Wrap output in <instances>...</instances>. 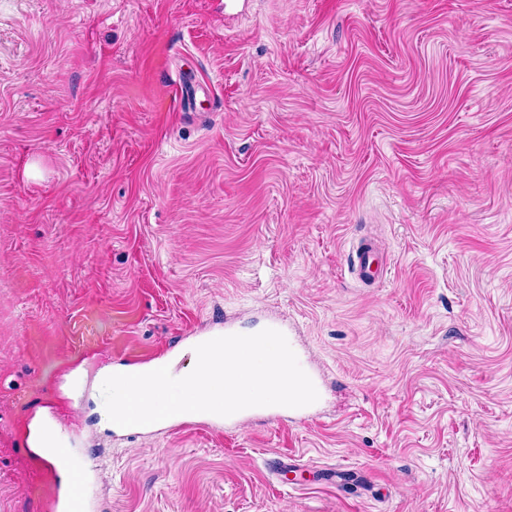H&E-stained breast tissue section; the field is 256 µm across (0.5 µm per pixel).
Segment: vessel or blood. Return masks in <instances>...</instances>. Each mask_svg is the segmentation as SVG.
Wrapping results in <instances>:
<instances>
[{"label": "vessel or blood", "mask_w": 512, "mask_h": 512, "mask_svg": "<svg viewBox=\"0 0 512 512\" xmlns=\"http://www.w3.org/2000/svg\"><path fill=\"white\" fill-rule=\"evenodd\" d=\"M354 267L362 279L380 275L381 269L376 262L372 243H364L358 248ZM43 435L50 459L49 471L64 470L70 479L65 492H51L53 512H93V501L85 478L86 459L75 453L68 436L55 425L45 424Z\"/></svg>", "instance_id": "vessel-or-blood-1"}]
</instances>
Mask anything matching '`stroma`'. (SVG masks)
<instances>
[{
	"label": "stroma",
	"instance_id": "1",
	"mask_svg": "<svg viewBox=\"0 0 512 512\" xmlns=\"http://www.w3.org/2000/svg\"><path fill=\"white\" fill-rule=\"evenodd\" d=\"M278 316L319 418L103 419ZM36 418L96 512H512V0H0V512H48ZM354 267L361 279L374 278L382 273V269L376 263L375 248L372 243L366 242L358 248Z\"/></svg>",
	"mask_w": 512,
	"mask_h": 512
}]
</instances>
